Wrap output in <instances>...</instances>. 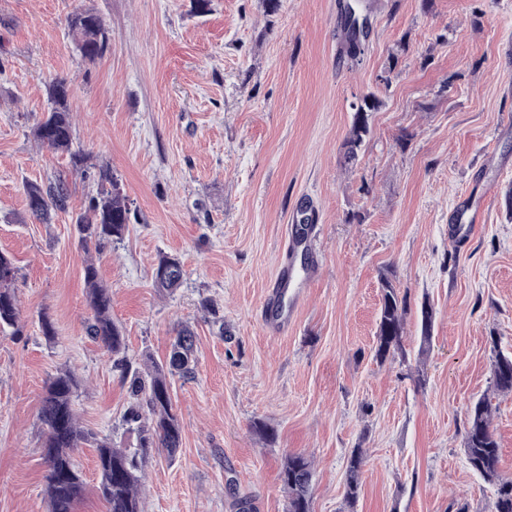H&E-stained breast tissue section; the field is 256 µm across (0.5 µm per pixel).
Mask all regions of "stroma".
Segmentation results:
<instances>
[{"label": "stroma", "mask_w": 512, "mask_h": 512, "mask_svg": "<svg viewBox=\"0 0 512 512\" xmlns=\"http://www.w3.org/2000/svg\"><path fill=\"white\" fill-rule=\"evenodd\" d=\"M337 0H0V251L13 257L23 329L0 334V512H48L38 410L61 371L80 381L85 431L132 448L133 399L88 336L71 216L93 183L31 129L67 78L76 141L111 167L137 219L94 260L133 360L196 336L191 381L172 382L175 457L149 451L144 512H284L286 454L314 460L312 512H491L467 465L466 409L490 397L499 471L512 476V0H364L351 57ZM99 14L111 49L86 64L66 17ZM391 69L389 85L378 75ZM385 105L367 149L341 163L352 105ZM69 182L68 209L36 220L24 185ZM316 239L286 300L288 334L259 326L285 229ZM177 256L183 283L158 292ZM406 293V354L374 357L381 279ZM430 305L429 345L420 308ZM56 336L47 340L41 317ZM366 462L345 503L353 449ZM183 276L184 270L179 258L163 256L153 272L154 288L172 293L180 285ZM495 388L502 393H512V354L497 352L492 364Z\"/></svg>", "instance_id": "1"}]
</instances>
